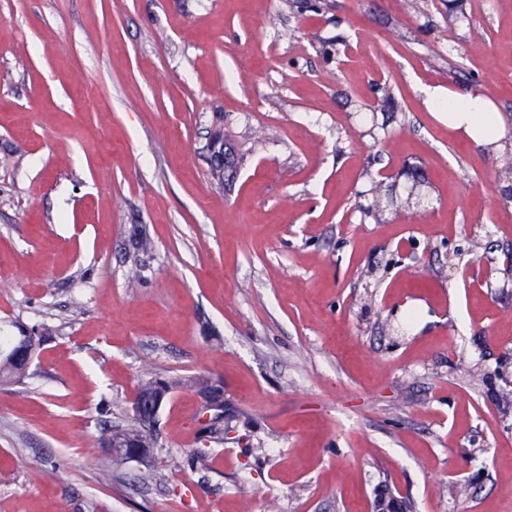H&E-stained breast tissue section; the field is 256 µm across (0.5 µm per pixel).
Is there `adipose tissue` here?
Wrapping results in <instances>:
<instances>
[{"instance_id": "obj_1", "label": "adipose tissue", "mask_w": 512, "mask_h": 512, "mask_svg": "<svg viewBox=\"0 0 512 512\" xmlns=\"http://www.w3.org/2000/svg\"><path fill=\"white\" fill-rule=\"evenodd\" d=\"M429 106L447 112L448 127L476 146L506 139L507 130L493 100L481 92L460 93L450 88H425Z\"/></svg>"}]
</instances>
